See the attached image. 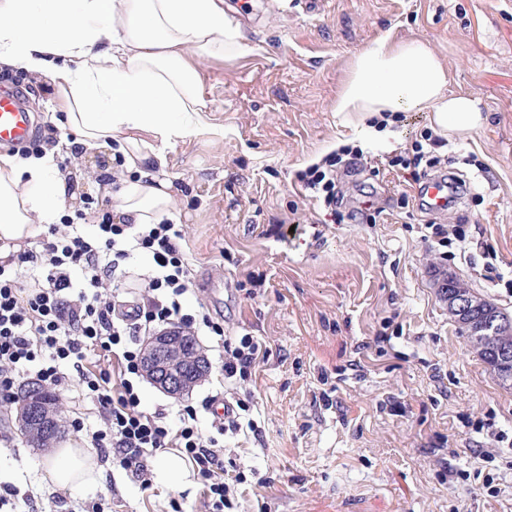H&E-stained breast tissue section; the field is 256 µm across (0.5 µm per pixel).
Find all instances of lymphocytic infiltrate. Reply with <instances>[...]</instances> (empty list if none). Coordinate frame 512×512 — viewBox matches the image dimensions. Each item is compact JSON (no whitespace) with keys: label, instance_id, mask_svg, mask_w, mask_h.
I'll return each instance as SVG.
<instances>
[{"label":"lymphocytic infiltrate","instance_id":"f902f5d3","mask_svg":"<svg viewBox=\"0 0 512 512\" xmlns=\"http://www.w3.org/2000/svg\"><path fill=\"white\" fill-rule=\"evenodd\" d=\"M443 140L432 131L421 133L410 151L391 158L390 168L407 171L421 181L438 168ZM364 155L354 147L328 154L321 163L300 174L306 189L327 211H335L340 193L339 170H358ZM182 225L163 219L156 224H120L111 211H103L96 234L83 236L73 229L51 226L40 251H10L0 261V399H11L21 379L32 376L54 389L76 378L86 398L95 403L101 424L86 428L81 418L71 426L85 433L91 447L101 454H114L120 466L142 487L150 485L149 463L158 451L177 449L185 453L200 476L206 497V512H236L238 487L246 477L240 469H227L220 436L253 428L249 419V385L271 349L266 341L250 334L229 336L223 324L206 311H184L183 297L193 285L191 265L182 251ZM148 254L153 272L145 281L140 298L130 310L117 312L116 303L103 291L107 274L116 272L133 252ZM69 269L80 270L83 283L73 288ZM186 331L206 328L224 348V382L231 399L224 404V417L215 435H203L199 411L211 410L212 399L185 406L177 423L163 414L141 409L135 381L141 375L140 333L154 327ZM116 354L122 379L113 383L107 370L90 371L85 364L96 351Z\"/></svg>","mask_w":512,"mask_h":512}]
</instances>
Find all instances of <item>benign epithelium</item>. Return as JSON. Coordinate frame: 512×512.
Returning <instances> with one entry per match:
<instances>
[{
    "label": "benign epithelium",
    "instance_id": "obj_1",
    "mask_svg": "<svg viewBox=\"0 0 512 512\" xmlns=\"http://www.w3.org/2000/svg\"><path fill=\"white\" fill-rule=\"evenodd\" d=\"M447 298L448 305L455 309L461 322L474 336H494L501 326L507 324V320L495 311L481 313L483 300L468 288H456L447 293ZM189 340L190 336L168 328L156 332L144 342L143 375L155 388L169 396L180 397L188 393L197 381V373L210 369L203 351H197L192 360L185 356L184 346ZM11 402L16 404L20 426L29 435L42 440L54 433V419L38 413V410L50 403L58 404V397L42 401L38 386L31 384Z\"/></svg>",
    "mask_w": 512,
    "mask_h": 512
}]
</instances>
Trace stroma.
<instances>
[{
  "mask_svg": "<svg viewBox=\"0 0 512 512\" xmlns=\"http://www.w3.org/2000/svg\"><path fill=\"white\" fill-rule=\"evenodd\" d=\"M229 15L247 45L235 58L199 62L209 109L192 136L162 150L177 201L171 218L193 260L186 308L209 310L228 331L272 349L251 388L258 433L224 438L233 464L269 479L242 485L244 512H512V382L498 380L471 348L438 288L459 278L512 315V0H322L313 13L299 0H234ZM385 34L428 44L448 68L450 91L480 99L487 116L475 133L448 140L467 191L441 214L399 206L417 190L388 166L429 128L426 113H400L384 145L332 110L353 55ZM15 81L38 124L59 129L52 149L66 180L63 215H82L83 231L93 233L105 197L100 176L126 180L129 172L112 149L77 155L49 82L0 70V85ZM346 145L360 146L366 164L342 177L345 218L336 222L297 174ZM366 208L380 211L376 223L349 219ZM458 222L466 246L438 258L422 225ZM490 251L494 276L485 270ZM151 269L148 256L134 254L106 293L131 305V289ZM256 283L258 297L248 298ZM388 320L397 331L381 352L373 341ZM196 338L211 373L180 398L137 379L145 411L174 421L183 406L223 397V352L206 332ZM326 383L334 387L329 408L314 398ZM58 394L61 442H84L70 422L98 426L95 405L73 383ZM484 415L507 437L489 460L479 453L485 435L467 425ZM46 455L0 400V485L40 504L60 500L64 512H84L102 496L112 512H172L177 496L195 512L202 507L201 486L145 490L113 462L100 485L53 493L42 481ZM485 473L497 497L484 489Z\"/></svg>",
  "mask_w": 512,
  "mask_h": 512,
  "instance_id": "35a3bbf8",
  "label": "stroma"
}]
</instances>
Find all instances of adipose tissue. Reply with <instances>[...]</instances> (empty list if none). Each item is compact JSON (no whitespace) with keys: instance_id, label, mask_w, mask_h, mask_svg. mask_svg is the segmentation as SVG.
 <instances>
[{"instance_id":"adipose-tissue-1","label":"adipose tissue","mask_w":512,"mask_h":512,"mask_svg":"<svg viewBox=\"0 0 512 512\" xmlns=\"http://www.w3.org/2000/svg\"><path fill=\"white\" fill-rule=\"evenodd\" d=\"M245 35L224 0H0V66L50 76L55 101L77 142L118 143L136 180L114 195V213L134 224L169 216L176 200L153 164L155 141L192 135L208 104L191 57L231 58ZM448 69L419 40L383 36L352 57L332 107L350 124L384 138L394 114L428 113L441 136H466L485 118L478 99L448 90ZM65 186L50 158L32 162L0 154V240L18 243L54 223ZM49 489L96 483L104 468L68 445L43 463ZM156 484L185 490L192 466L176 453L153 463Z\"/></svg>"}]
</instances>
